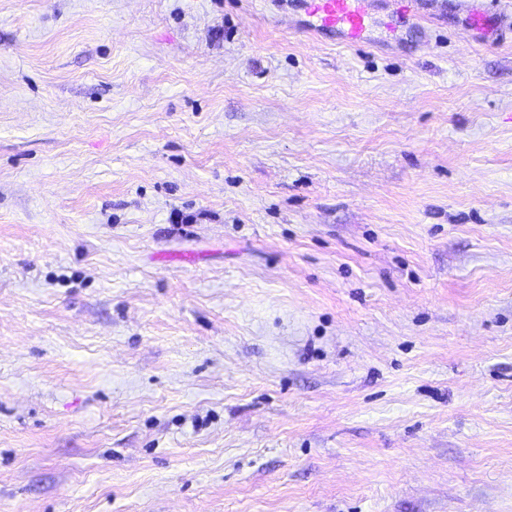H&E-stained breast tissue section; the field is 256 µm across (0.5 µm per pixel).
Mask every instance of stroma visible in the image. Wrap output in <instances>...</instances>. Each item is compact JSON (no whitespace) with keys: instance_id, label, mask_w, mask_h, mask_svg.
<instances>
[{"instance_id":"35a3bbf8","label":"stroma","mask_w":512,"mask_h":512,"mask_svg":"<svg viewBox=\"0 0 512 512\" xmlns=\"http://www.w3.org/2000/svg\"><path fill=\"white\" fill-rule=\"evenodd\" d=\"M397 8L0 0V512H512V32ZM366 0H308L310 14L316 18V27L337 29L348 41L358 44L364 41L369 26Z\"/></svg>"}]
</instances>
